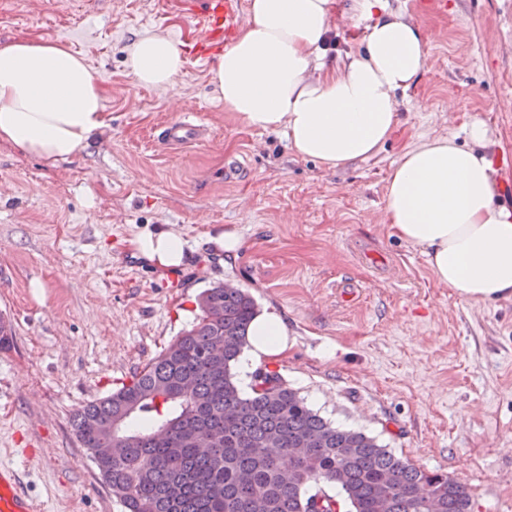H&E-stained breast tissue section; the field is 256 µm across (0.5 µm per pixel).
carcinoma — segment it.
<instances>
[{
  "instance_id": "1",
  "label": "carcinoma",
  "mask_w": 512,
  "mask_h": 512,
  "mask_svg": "<svg viewBox=\"0 0 512 512\" xmlns=\"http://www.w3.org/2000/svg\"><path fill=\"white\" fill-rule=\"evenodd\" d=\"M199 313L133 380L72 417L73 431L125 512H336L312 487L336 486L348 512H469L458 481L421 470L378 441L325 420L282 377L258 369L251 393L236 365L257 306L217 283ZM129 438L100 457L108 425ZM204 433L216 438L196 447Z\"/></svg>"
}]
</instances>
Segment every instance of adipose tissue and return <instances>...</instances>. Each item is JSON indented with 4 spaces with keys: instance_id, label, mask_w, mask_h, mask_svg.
<instances>
[{
    "instance_id": "adipose-tissue-1",
    "label": "adipose tissue",
    "mask_w": 512,
    "mask_h": 512,
    "mask_svg": "<svg viewBox=\"0 0 512 512\" xmlns=\"http://www.w3.org/2000/svg\"><path fill=\"white\" fill-rule=\"evenodd\" d=\"M337 0H249L247 20L212 69L226 111L250 128L279 132L297 156L337 169L375 156L399 123L398 93L428 67L421 26L389 0H352L364 24L362 46L329 56ZM136 83L171 88L184 58L161 33L127 50ZM105 88L84 57L50 41L20 38L0 46V144L54 165L89 146L106 125ZM468 142L436 137L402 152L387 180L386 218L403 241L421 248L436 281L461 298H512V208L498 192L500 168L484 121ZM146 260L180 265L182 241L167 231L134 242ZM249 365L288 348L272 314L257 316Z\"/></svg>"
}]
</instances>
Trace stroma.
<instances>
[{
	"instance_id": "1",
	"label": "stroma",
	"mask_w": 512,
	"mask_h": 512,
	"mask_svg": "<svg viewBox=\"0 0 512 512\" xmlns=\"http://www.w3.org/2000/svg\"><path fill=\"white\" fill-rule=\"evenodd\" d=\"M0 0V45L20 38L83 54L105 87L107 126L51 166L0 144V463L40 512H125L72 431L74 412L156 358L215 283L279 317L286 352L268 360L336 426L375 437L417 468L463 484L470 512H512V298L462 299L384 221L392 162L484 120L512 205V0H390L425 29L430 64L372 158L323 170L282 135L245 126L187 58L174 89L128 74L148 32L185 43L180 0ZM189 116L207 137L178 152L154 134ZM147 230L184 241L179 266L135 250ZM239 239L225 250L220 237Z\"/></svg>"
}]
</instances>
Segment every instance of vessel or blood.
Segmentation results:
<instances>
[{
	"mask_svg": "<svg viewBox=\"0 0 512 512\" xmlns=\"http://www.w3.org/2000/svg\"><path fill=\"white\" fill-rule=\"evenodd\" d=\"M184 9L197 31L191 50L202 58L220 50L243 22L242 0H185ZM200 138V125L186 118L166 123L158 135L168 149ZM0 512H38L34 500L20 488L15 470L4 464L0 465Z\"/></svg>",
	"mask_w": 512,
	"mask_h": 512,
	"instance_id": "obj_1",
	"label": "vessel or blood"
}]
</instances>
